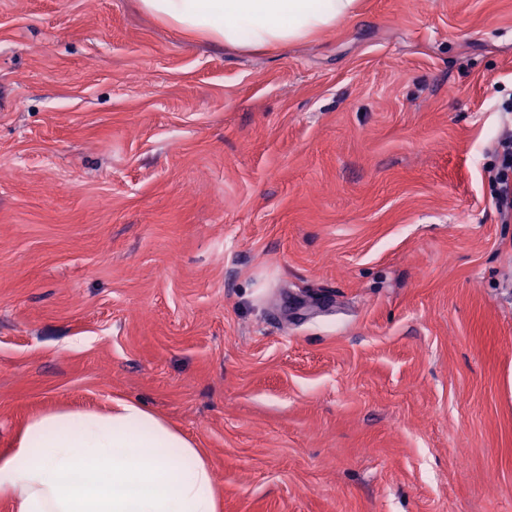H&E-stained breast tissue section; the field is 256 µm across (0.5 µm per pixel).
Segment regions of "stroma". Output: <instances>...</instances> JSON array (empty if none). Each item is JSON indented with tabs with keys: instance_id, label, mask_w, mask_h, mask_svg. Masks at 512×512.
Returning a JSON list of instances; mask_svg holds the SVG:
<instances>
[{
	"instance_id": "obj_1",
	"label": "stroma",
	"mask_w": 512,
	"mask_h": 512,
	"mask_svg": "<svg viewBox=\"0 0 512 512\" xmlns=\"http://www.w3.org/2000/svg\"><path fill=\"white\" fill-rule=\"evenodd\" d=\"M512 0L285 46L0 0V454L143 403L220 512H512ZM498 163L486 168L488 180L497 185L492 201L495 209L503 216L512 215V134L497 139L488 148Z\"/></svg>"
}]
</instances>
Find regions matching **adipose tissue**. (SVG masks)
<instances>
[{
    "mask_svg": "<svg viewBox=\"0 0 512 512\" xmlns=\"http://www.w3.org/2000/svg\"><path fill=\"white\" fill-rule=\"evenodd\" d=\"M358 0H141L183 32L240 48L302 40ZM0 495L16 512H218L212 471L194 443L142 403L31 419L0 455Z\"/></svg>",
    "mask_w": 512,
    "mask_h": 512,
    "instance_id": "1",
    "label": "adipose tissue"
}]
</instances>
